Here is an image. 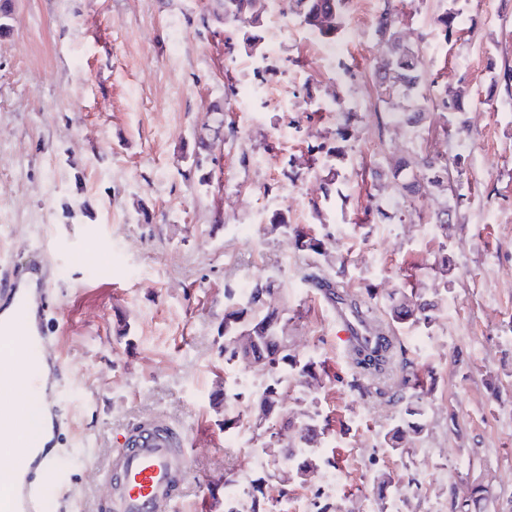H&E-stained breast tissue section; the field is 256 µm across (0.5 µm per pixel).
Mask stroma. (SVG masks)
I'll return each instance as SVG.
<instances>
[{
    "label": "stroma",
    "mask_w": 512,
    "mask_h": 512,
    "mask_svg": "<svg viewBox=\"0 0 512 512\" xmlns=\"http://www.w3.org/2000/svg\"><path fill=\"white\" fill-rule=\"evenodd\" d=\"M0 31V278L39 252L54 263L61 338L65 451L47 475V512H92L97 466L131 422L162 413L190 441L191 487L177 512H224L227 485L264 512H318L319 475L335 458L341 512H391L373 479L390 472L431 512L471 485L486 512H512V98L493 79L512 67V0H460L470 34L443 42L442 0H403L409 40L426 76L467 86L449 133L393 127L374 106L372 35L385 0H350L332 49L353 76L327 66L311 32L290 17L278 53L239 68L242 28L219 0H9ZM269 87L276 101L241 111L228 85ZM338 95L356 107L352 137L336 141ZM460 159L470 198L447 232L426 235L445 201L384 192L390 217L366 222L363 168L393 163L412 141ZM340 146L336 156L307 146ZM310 230L326 255L298 250L274 215ZM447 270H440L441 257ZM323 270L352 291L400 282L447 288L430 328L398 325L404 357L426 390L428 432L402 466L384 435L399 405L349 387L352 369L323 295L304 280ZM271 283L290 315L300 360L322 365L319 387L289 382L283 415L320 414L333 426L309 456L318 474L282 484L264 429L225 362V288ZM429 340L423 352L415 336ZM233 396L226 406L225 396Z\"/></svg>",
    "instance_id": "1"
}]
</instances>
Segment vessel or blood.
Masks as SVG:
<instances>
[{"label":"vessel or blood","mask_w":512,"mask_h":512,"mask_svg":"<svg viewBox=\"0 0 512 512\" xmlns=\"http://www.w3.org/2000/svg\"><path fill=\"white\" fill-rule=\"evenodd\" d=\"M51 266L40 255H32L12 270L0 291V314L15 308L11 320L0 317V447L24 445L29 455L10 456L0 466V512H41L44 494L43 473L55 468L58 458L39 451V441L18 440L13 413L24 394L40 398L43 410L55 427H62L58 389L53 377L29 374L22 386H15L8 365L20 356L43 359L55 364V337L44 328L51 304L47 286ZM26 337L25 348H18L16 337ZM187 434L176 428L164 414H155L130 425L123 447L113 449L99 474L106 484L108 512H174L186 494L185 476L189 467Z\"/></svg>","instance_id":"1"}]
</instances>
